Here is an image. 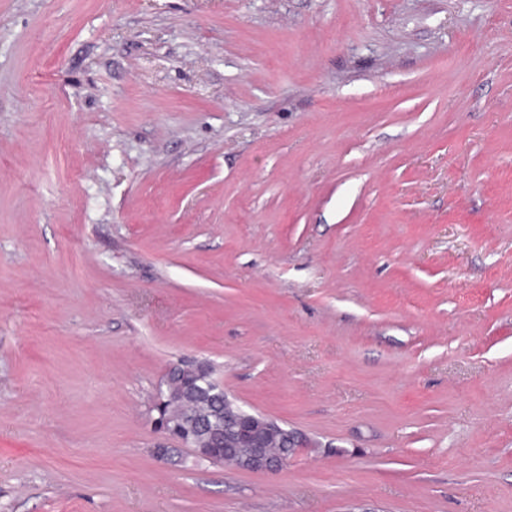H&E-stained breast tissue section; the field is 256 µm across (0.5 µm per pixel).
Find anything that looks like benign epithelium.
Listing matches in <instances>:
<instances>
[{"label":"benign epithelium","instance_id":"7a95c632","mask_svg":"<svg viewBox=\"0 0 512 512\" xmlns=\"http://www.w3.org/2000/svg\"><path fill=\"white\" fill-rule=\"evenodd\" d=\"M178 402L184 403L189 424L186 431L178 432L164 423L156 428L194 449L202 460H222L224 449L234 448L233 467L272 474L309 447L297 431L230 400L224 387L213 380L206 361L182 362L168 368L156 390L153 408ZM274 446L280 451L271 452Z\"/></svg>","mask_w":512,"mask_h":512}]
</instances>
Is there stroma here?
Returning <instances> with one entry per match:
<instances>
[{"label": "stroma", "mask_w": 512, "mask_h": 512, "mask_svg": "<svg viewBox=\"0 0 512 512\" xmlns=\"http://www.w3.org/2000/svg\"><path fill=\"white\" fill-rule=\"evenodd\" d=\"M0 512H512V0H0ZM173 380L184 394L180 399L169 389ZM184 403L186 432H177L158 419V431L178 439L205 461L224 460V448H236L232 466L253 473L272 474L280 471L309 448L305 437L293 429L281 426L266 416L249 411L230 400L224 387L212 378V368L206 361L182 362L171 365L162 378L153 408L167 403ZM281 448L273 453L270 448Z\"/></svg>", "instance_id": "stroma-1"}]
</instances>
